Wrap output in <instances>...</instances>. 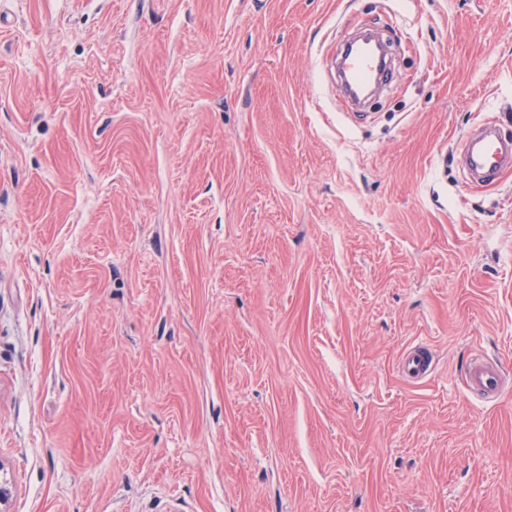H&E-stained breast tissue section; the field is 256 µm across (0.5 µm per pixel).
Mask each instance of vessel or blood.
Listing matches in <instances>:
<instances>
[{"label":"vessel or blood","mask_w":512,"mask_h":512,"mask_svg":"<svg viewBox=\"0 0 512 512\" xmlns=\"http://www.w3.org/2000/svg\"><path fill=\"white\" fill-rule=\"evenodd\" d=\"M344 68L347 79L357 84L366 85L372 80L382 81L388 77L376 54L368 50L347 55ZM463 161L471 181L490 180L499 172L512 168V140L501 137L495 126H482L466 138ZM400 371L409 380L428 379L434 371L431 348L424 344L413 346L403 355ZM465 386L473 395L496 400L504 387V372L499 365L474 359L465 370Z\"/></svg>","instance_id":"1"}]
</instances>
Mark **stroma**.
I'll return each instance as SVG.
<instances>
[{
	"label": "stroma",
	"instance_id": "obj_1",
	"mask_svg": "<svg viewBox=\"0 0 512 512\" xmlns=\"http://www.w3.org/2000/svg\"><path fill=\"white\" fill-rule=\"evenodd\" d=\"M487 121L512 0H0V512H512ZM344 68L347 79L357 84L367 85L374 78L379 81L388 78V70L383 69L376 54L369 50L348 54ZM463 161L471 181L490 180L512 168V143L501 137L495 126L484 125L466 138ZM434 371V353L425 344L413 346L401 359L400 372L409 380H427ZM465 386L473 395L496 400L504 387V372L499 365L475 358L465 370Z\"/></svg>",
	"mask_w": 512,
	"mask_h": 512
}]
</instances>
